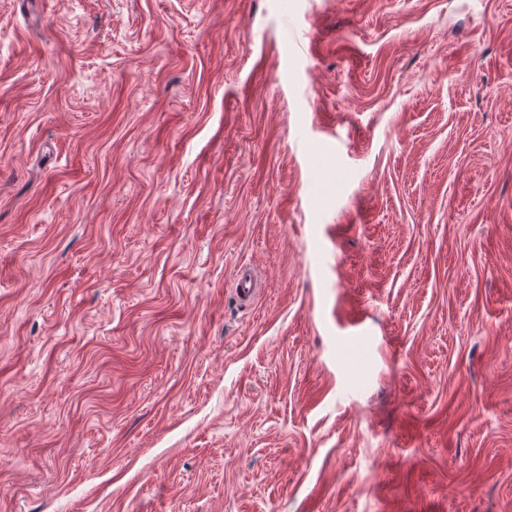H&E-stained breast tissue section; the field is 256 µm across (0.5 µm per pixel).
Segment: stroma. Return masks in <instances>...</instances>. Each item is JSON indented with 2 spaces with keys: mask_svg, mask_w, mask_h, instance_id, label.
I'll list each match as a JSON object with an SVG mask.
<instances>
[{
  "mask_svg": "<svg viewBox=\"0 0 512 512\" xmlns=\"http://www.w3.org/2000/svg\"><path fill=\"white\" fill-rule=\"evenodd\" d=\"M511 345L512 0H0V512H512ZM259 275L250 267H239L234 274V290L245 303L250 304L259 291Z\"/></svg>",
  "mask_w": 512,
  "mask_h": 512,
  "instance_id": "stroma-1",
  "label": "stroma"
}]
</instances>
